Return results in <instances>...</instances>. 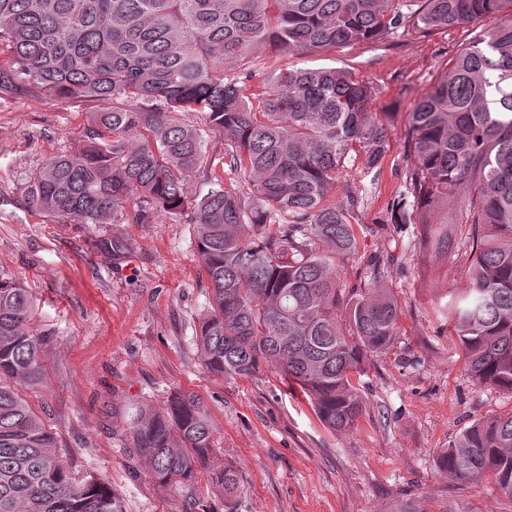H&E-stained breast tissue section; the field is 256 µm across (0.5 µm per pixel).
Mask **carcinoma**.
<instances>
[{
	"label": "carcinoma",
	"mask_w": 512,
	"mask_h": 512,
	"mask_svg": "<svg viewBox=\"0 0 512 512\" xmlns=\"http://www.w3.org/2000/svg\"><path fill=\"white\" fill-rule=\"evenodd\" d=\"M495 25L462 48L408 114L409 179L393 202L399 224H421L435 246L457 248L453 207L471 226L468 283L448 292L466 369L479 385L512 392V0H0V96L38 88L112 101L95 112L83 143L24 178L29 207L73 224L139 222L150 213L190 215L212 300L196 330L213 375L274 372L299 386L325 426L345 431L363 414L351 375L386 353L401 308L378 285L352 295L337 318L336 261L357 250L362 199L335 200L346 160L373 171L389 130L370 110L372 87L345 67L280 69L257 78L248 57L329 52L378 43L409 26L427 34ZM202 113L203 124L185 122ZM222 140L224 185L207 151ZM201 172L210 188L188 194ZM134 204V215L127 205ZM441 226H436V223ZM114 260L131 250L120 233L96 240ZM36 303L0 268V512H122L107 483L72 476L52 432L23 391L44 367ZM214 427L195 394L130 420L133 447L163 486L196 481L229 499L231 466L208 472ZM456 480L491 477L512 498V414L478 420L438 458Z\"/></svg>",
	"instance_id": "1"
}]
</instances>
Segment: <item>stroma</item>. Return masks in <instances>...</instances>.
<instances>
[{
    "label": "stroma",
    "mask_w": 512,
    "mask_h": 512,
    "mask_svg": "<svg viewBox=\"0 0 512 512\" xmlns=\"http://www.w3.org/2000/svg\"><path fill=\"white\" fill-rule=\"evenodd\" d=\"M493 19L422 36L399 29L379 43L334 53L278 54L256 49L254 69L351 67L375 92L371 109L390 129L377 172L349 162L337 202L362 191L354 256L338 261L340 297L369 287L372 270L402 310L400 335L372 357L353 384L364 414L334 432L280 375L250 378L208 373L196 329L209 306L210 283L188 217L151 215L111 224H60L33 212L22 184L51 155L73 150L102 101L66 99L28 89L0 98V268L19 276L45 331V375L28 391L73 475L104 480L122 512H512V498L492 481L450 479L436 459L474 421L512 413V393L483 387L467 373L461 344L443 312L448 291L464 287L469 225L449 214L455 251L428 246L418 224L394 221L391 203L409 176L407 119L453 57ZM121 232L126 259L95 242ZM199 394L215 428L210 471L235 466L232 499L207 474L178 486L157 484L137 459L127 419L142 402L163 405L175 392Z\"/></svg>",
    "instance_id": "35a3bbf8"
}]
</instances>
